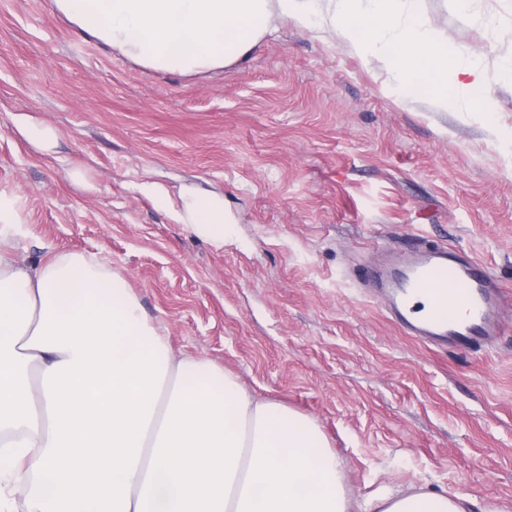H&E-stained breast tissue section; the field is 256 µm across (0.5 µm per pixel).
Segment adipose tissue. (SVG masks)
<instances>
[{"mask_svg":"<svg viewBox=\"0 0 512 512\" xmlns=\"http://www.w3.org/2000/svg\"><path fill=\"white\" fill-rule=\"evenodd\" d=\"M420 0H54L133 63L182 75L247 56L287 18L381 57L399 89L492 118L481 63ZM176 217L224 242V202L182 194ZM16 199L0 191V482L29 512H470L466 496L383 490L352 503L319 428L237 377L175 357L125 277L101 258L19 259Z\"/></svg>","mask_w":512,"mask_h":512,"instance_id":"1","label":"adipose tissue"}]
</instances>
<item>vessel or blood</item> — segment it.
Instances as JSON below:
<instances>
[{"label": "vessel or blood", "instance_id": "obj_1", "mask_svg": "<svg viewBox=\"0 0 512 512\" xmlns=\"http://www.w3.org/2000/svg\"><path fill=\"white\" fill-rule=\"evenodd\" d=\"M381 287L401 329L425 345L487 351L512 332L502 317L512 309V294L485 263L447 246L407 256L400 273L382 279ZM421 293L428 295L430 309L418 317L410 303ZM458 307L464 316L455 315Z\"/></svg>", "mask_w": 512, "mask_h": 512}]
</instances>
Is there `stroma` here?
<instances>
[{
    "label": "stroma",
    "mask_w": 512,
    "mask_h": 512,
    "mask_svg": "<svg viewBox=\"0 0 512 512\" xmlns=\"http://www.w3.org/2000/svg\"><path fill=\"white\" fill-rule=\"evenodd\" d=\"M487 66L512 57V0H422ZM492 122L398 94L385 63L282 21L244 60L155 72L79 34L52 0H0V191L21 256H105L175 355L311 419L358 499L381 485L512 512V334L438 350L358 270L419 241L458 247L512 291V83ZM50 129L40 151L17 117ZM224 198L223 247L154 188Z\"/></svg>",
    "instance_id": "obj_1"
}]
</instances>
